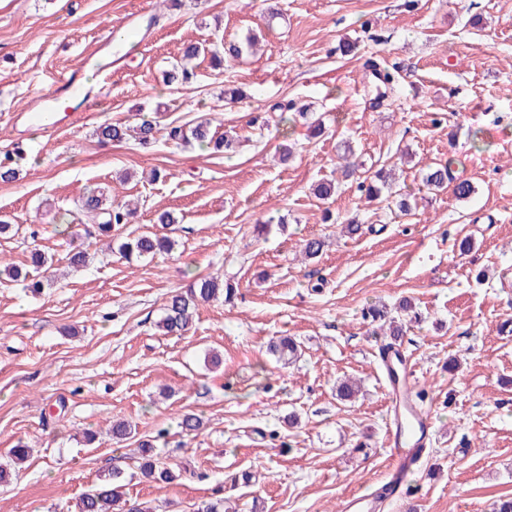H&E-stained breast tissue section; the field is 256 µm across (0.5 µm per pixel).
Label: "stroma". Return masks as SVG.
Instances as JSON below:
<instances>
[{"instance_id":"35a3bbf8","label":"stroma","mask_w":512,"mask_h":512,"mask_svg":"<svg viewBox=\"0 0 512 512\" xmlns=\"http://www.w3.org/2000/svg\"><path fill=\"white\" fill-rule=\"evenodd\" d=\"M143 6L158 2L0 0V156L22 154L17 179L0 182V218L14 226L0 257L27 268L38 249L54 260L41 293L0 278V463L18 442L32 450L0 486V512H75L116 467L127 498L154 512H196L219 497L241 512H337L390 466L383 339L362 312L405 299L419 317L400 341L434 438L387 512H493L512 497V0H184L144 54L70 101L76 125L14 138V115L46 93L49 76L81 67ZM249 30L257 53L223 69L203 61L188 87L166 89L162 75L185 43ZM374 54L399 68L383 99L363 68ZM232 88L244 96L231 103ZM289 99L308 108L292 126L274 109ZM141 117H206L238 141L222 154L94 134ZM288 144L293 155L280 161ZM348 145L364 169L395 168L416 209L398 217L367 203L337 169ZM446 161L473 184L469 198L424 186V170ZM323 178L338 182L327 202L312 193ZM96 187L139 204L113 230L121 241L172 212L174 252L127 259L105 250L91 218L72 223L74 202ZM352 219L363 230L350 238L340 227ZM313 236L323 252L302 259L299 243ZM76 244L90 255L77 269L66 259ZM216 273L236 298L202 305L187 332L163 335L156 323L171 292ZM281 335L302 346L294 365L267 352ZM343 376L361 380V396L337 399ZM187 412L204 422L191 436L179 427ZM119 419L135 437L112 440ZM143 441L176 481L141 477L130 454ZM244 471L256 485L232 483Z\"/></svg>"}]
</instances>
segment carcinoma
Wrapping results in <instances>:
<instances>
[{
	"instance_id": "obj_1",
	"label": "carcinoma",
	"mask_w": 512,
	"mask_h": 512,
	"mask_svg": "<svg viewBox=\"0 0 512 512\" xmlns=\"http://www.w3.org/2000/svg\"><path fill=\"white\" fill-rule=\"evenodd\" d=\"M255 38L247 36L243 43L220 44L211 49V59L218 64L231 63L239 60L244 50L254 45ZM201 47L195 43H188L183 49L182 59L165 73L167 85L178 90L189 83L194 76L188 68V62L199 56ZM365 68L373 73L375 80L388 87L395 81V71L381 65L377 60L369 58L364 63ZM158 133L157 124L144 120L135 127H129L122 122L103 123L95 130L98 140L103 142H122L129 136H134L141 145H149L156 141ZM168 140L188 144L196 141L202 145L228 150L232 147L234 139L229 132H224L219 137L210 135V121L203 118L190 128L183 126H170L167 131ZM451 163L438 164L428 169L424 182L435 190L448 187ZM18 169L16 159L11 155L0 158V181L12 182L16 179ZM358 188L364 192L366 199L372 201L381 197L385 198L386 207L391 211H397L403 215L412 210L409 197L398 191L383 196V191L388 188V182L383 172L378 171L372 177L365 178L358 183ZM75 207L82 213L98 220L96 232L100 236L109 237L112 228L129 223L132 209L125 202L117 199L107 200L104 192H89L80 199ZM176 245V240L165 234L148 232L136 238L125 241L118 246V252L129 258L136 256L140 259L153 258L160 253H171ZM324 247V241L319 237H310L301 241L300 253L306 259L319 256ZM235 296V288L232 284L224 282L221 275L197 276L190 283L188 290L172 294L164 305V311L157 327L167 335H177L186 331L192 324L198 306L202 302H229ZM364 318L370 323H380V329L384 334L395 339L402 335V327L396 324L383 305H370L364 311ZM268 352L277 361L290 364L298 358L299 344L290 336H282L268 346ZM137 468L141 476L149 481L170 482L176 478L173 470L161 462L153 446L146 443L140 444L137 449ZM76 512H150L149 507L138 502H129L124 499L122 484H120V472H112L111 481L85 493L76 504Z\"/></svg>"
}]
</instances>
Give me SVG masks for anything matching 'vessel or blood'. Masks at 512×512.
I'll return each instance as SVG.
<instances>
[{"mask_svg": "<svg viewBox=\"0 0 512 512\" xmlns=\"http://www.w3.org/2000/svg\"><path fill=\"white\" fill-rule=\"evenodd\" d=\"M148 8L129 13L121 26L114 28L113 36L123 38L133 49L142 51L149 44L144 21ZM85 69H78L53 80L48 92L38 100L37 111L24 112L26 123L38 125L41 131L55 130L63 122L73 120L70 112L61 111L62 102L73 92L84 88ZM385 374L388 396V423L386 446L392 458L387 472V484L401 491L407 473L417 466L431 443L433 426L428 412L413 405L414 372L412 362L403 350L391 349L380 360ZM386 499L377 492L358 491L345 496L339 512H382Z\"/></svg>", "mask_w": 512, "mask_h": 512, "instance_id": "1", "label": "vessel or blood"}]
</instances>
